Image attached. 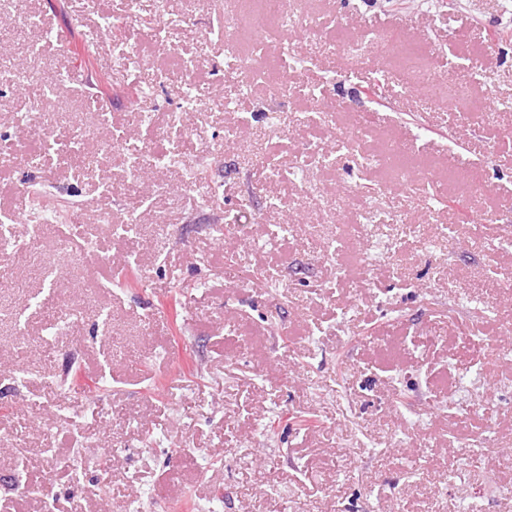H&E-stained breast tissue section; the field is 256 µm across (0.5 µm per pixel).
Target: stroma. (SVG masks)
<instances>
[{
	"instance_id": "obj_1",
	"label": "stroma",
	"mask_w": 512,
	"mask_h": 512,
	"mask_svg": "<svg viewBox=\"0 0 512 512\" xmlns=\"http://www.w3.org/2000/svg\"><path fill=\"white\" fill-rule=\"evenodd\" d=\"M293 2L328 23L288 33L297 97L277 92L274 70L224 79L212 31L224 11L258 0H0V14L30 15L40 32L34 44L0 36V212L32 188L74 205L68 222L44 225L34 262L49 267L59 242L72 243L69 291L82 301L75 321L58 322L47 284L0 249V278L24 283L0 288V512H38L26 488L49 445L56 512H512V287L502 283L512 245L482 224L512 228V41H488L512 28V10ZM160 9L176 21L163 33L172 52L201 63L199 108L186 110L182 71L166 57L116 65L148 44ZM116 20L139 38L91 45L107 75L80 69L57 39ZM367 30L405 41L439 77L432 96L413 92L399 52L349 53ZM48 69L61 83L42 107L65 115L60 142L15 162L28 99L9 76L34 83ZM376 76L391 106L363 95ZM134 84L151 91L135 105L117 94ZM316 96L351 143L322 167L296 162L328 144L298 121ZM371 108L375 122L358 129ZM146 112L161 126L179 113L192 138L156 140ZM278 119L295 150L256 159ZM116 131L123 148L106 150ZM129 148L142 167L129 166ZM173 151L206 159L218 193L199 196L163 162ZM360 183L393 222L354 229L346 192ZM440 195L467 200L472 223L439 208ZM107 214L127 221L129 238L102 224ZM227 224L238 235L223 238ZM103 266L134 269L137 286L117 287ZM256 267L270 280L247 279ZM298 416L314 426L297 428Z\"/></svg>"
}]
</instances>
